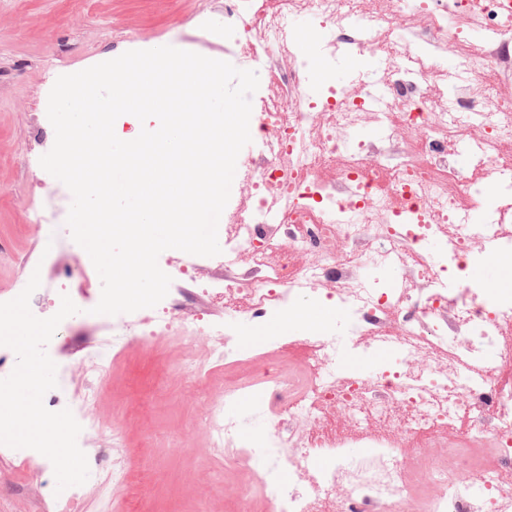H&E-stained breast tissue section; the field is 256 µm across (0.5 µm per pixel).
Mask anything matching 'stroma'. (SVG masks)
<instances>
[{
    "mask_svg": "<svg viewBox=\"0 0 512 512\" xmlns=\"http://www.w3.org/2000/svg\"><path fill=\"white\" fill-rule=\"evenodd\" d=\"M224 0H0V298L38 260L71 268L78 314L60 324L46 351L76 358L93 342L100 291H83L82 250L56 256L71 239L65 222L35 226L36 209H65L66 187L39 159L55 141L48 95L59 76L158 43L232 61L220 33ZM174 353L136 347L101 387L98 410L122 426L133 467L155 475L145 512H228L235 481L216 467L205 435L194 428L197 396L168 371Z\"/></svg>",
    "mask_w": 512,
    "mask_h": 512,
    "instance_id": "35a3bbf8",
    "label": "stroma"
}]
</instances>
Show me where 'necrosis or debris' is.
Here are the masks:
<instances>
[{
	"label": "necrosis or debris",
	"mask_w": 512,
	"mask_h": 512,
	"mask_svg": "<svg viewBox=\"0 0 512 512\" xmlns=\"http://www.w3.org/2000/svg\"><path fill=\"white\" fill-rule=\"evenodd\" d=\"M300 15L317 30L307 48ZM224 47L272 79L251 97L257 146L224 209V275L203 293L249 323L323 298L329 328L305 329L298 360L266 338L280 370L223 384L252 344L207 309L115 315L44 396L48 410L70 409L105 482L59 492L37 451L0 445V459L37 462L24 486L48 512H83L91 495L96 512L132 504L126 433L97 414L99 387L134 345L177 334L221 363L188 353L173 368L206 398L195 421L215 458L265 470L240 482L232 512H512V291L469 276L512 266V216L498 205L512 195V96L483 82L487 68L512 74V14L500 0H276L262 16L252 0H224ZM364 52L380 82L337 85V63ZM460 146L488 164L486 180L457 169ZM380 352L371 374L341 361ZM465 417L470 429L431 465L406 466L413 440ZM253 420L263 434L248 436ZM283 470L288 482L267 481Z\"/></svg>",
	"instance_id": "1"
}]
</instances>
